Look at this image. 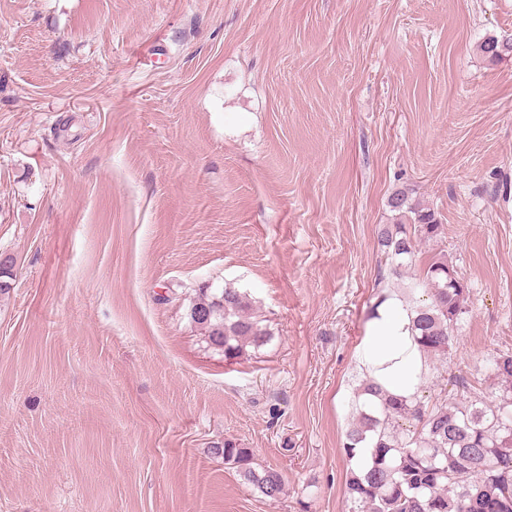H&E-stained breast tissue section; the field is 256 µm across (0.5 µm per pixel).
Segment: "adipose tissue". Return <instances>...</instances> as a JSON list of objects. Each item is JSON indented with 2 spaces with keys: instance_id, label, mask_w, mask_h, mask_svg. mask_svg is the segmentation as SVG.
Returning <instances> with one entry per match:
<instances>
[{
  "instance_id": "1",
  "label": "adipose tissue",
  "mask_w": 512,
  "mask_h": 512,
  "mask_svg": "<svg viewBox=\"0 0 512 512\" xmlns=\"http://www.w3.org/2000/svg\"><path fill=\"white\" fill-rule=\"evenodd\" d=\"M413 312L396 293L378 299L365 336L355 352L359 373L390 394L414 396L428 367L412 336Z\"/></svg>"
}]
</instances>
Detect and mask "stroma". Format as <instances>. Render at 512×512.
I'll return each instance as SVG.
<instances>
[{
  "mask_svg": "<svg viewBox=\"0 0 512 512\" xmlns=\"http://www.w3.org/2000/svg\"><path fill=\"white\" fill-rule=\"evenodd\" d=\"M512 0H0V512H351L388 198L470 287L441 373L512 352ZM249 292L233 360L186 317ZM280 470L263 498L225 441ZM196 294L187 317L202 331L208 349L234 359L248 347L255 350L268 343L270 334L247 292L225 284L219 291L199 288Z\"/></svg>",
  "mask_w": 512,
  "mask_h": 512,
  "instance_id": "35a3bbf8",
  "label": "stroma"
}]
</instances>
